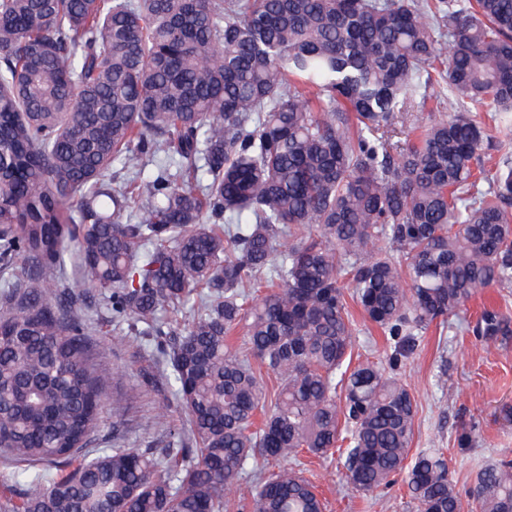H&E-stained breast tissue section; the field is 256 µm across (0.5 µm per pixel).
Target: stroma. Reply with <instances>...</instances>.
I'll return each instance as SVG.
<instances>
[{"mask_svg":"<svg viewBox=\"0 0 512 512\" xmlns=\"http://www.w3.org/2000/svg\"><path fill=\"white\" fill-rule=\"evenodd\" d=\"M487 308L512 319V288L477 295L445 324L431 326L415 349L395 363L390 360V337L370 323L359 306L350 308L357 327L353 363H375L407 386L417 403L412 452L443 449L451 478L464 496L474 488L481 468L502 456L512 457V421L504 418L505 410L512 408V332L484 345L473 328ZM81 316L94 359L115 374L118 386L139 388L138 397L121 413L104 410L91 451L137 448L158 454L184 447L182 437L150 422L161 406L174 418L182 416L171 370L153 339L128 335L125 324L113 321L111 306L97 299ZM464 434L469 437L465 445L459 442ZM343 473L338 454L306 460V475L325 503L324 512H416L403 481L361 493L346 485Z\"/></svg>","mask_w":512,"mask_h":512,"instance_id":"35a3bbf8","label":"stroma"}]
</instances>
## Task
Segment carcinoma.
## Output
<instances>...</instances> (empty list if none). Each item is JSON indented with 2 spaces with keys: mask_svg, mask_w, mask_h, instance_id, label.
I'll list each match as a JSON object with an SVG mask.
<instances>
[{
  "mask_svg": "<svg viewBox=\"0 0 512 512\" xmlns=\"http://www.w3.org/2000/svg\"><path fill=\"white\" fill-rule=\"evenodd\" d=\"M440 82L454 111L425 121ZM0 280V455L61 471L0 512H324L266 465L344 432L354 490L403 473L417 512H464L442 450L406 463L414 395L346 364L348 301L395 357L512 288V0H0ZM95 296L157 339L192 447L81 457L137 393L90 357ZM471 500L512 512L511 458Z\"/></svg>",
  "mask_w": 512,
  "mask_h": 512,
  "instance_id": "obj_1",
  "label": "carcinoma"
}]
</instances>
